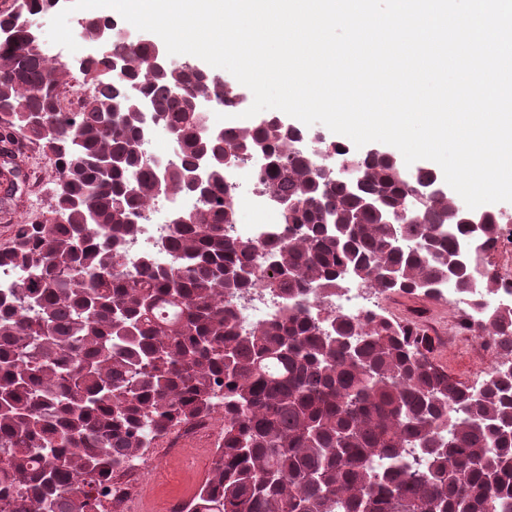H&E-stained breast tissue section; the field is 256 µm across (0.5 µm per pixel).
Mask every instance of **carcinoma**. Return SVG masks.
Listing matches in <instances>:
<instances>
[{"label":"carcinoma","mask_w":512,"mask_h":512,"mask_svg":"<svg viewBox=\"0 0 512 512\" xmlns=\"http://www.w3.org/2000/svg\"><path fill=\"white\" fill-rule=\"evenodd\" d=\"M40 0H16L0 18V128L44 144L58 166L54 205L17 224L0 264L25 276L0 293V512H103L112 476L172 427L224 409V444L188 512H512V307L481 317L477 335L497 362L479 388L431 360L432 338L381 312L365 320L308 304L328 301L343 278L383 292L438 299L421 284L448 283L472 300L499 288L483 258L500 218L460 222L453 198L413 203L409 179L386 156L324 146L362 177L326 183L322 162L294 149L302 133L271 116L204 140L196 77L153 67L154 45L110 43L132 64L97 93L60 111L64 65L47 64L16 21ZM139 86L167 124L181 159L158 175L139 150L141 113L124 89ZM262 151L260 184L292 204L262 237H233L224 165L206 171L188 221L169 225L167 268L130 264L145 201L187 192L202 152ZM108 160L112 167L101 169ZM349 223H344V219ZM471 245L461 271L448 254ZM260 284L280 313L244 332L233 298Z\"/></svg>","instance_id":"1"}]
</instances>
